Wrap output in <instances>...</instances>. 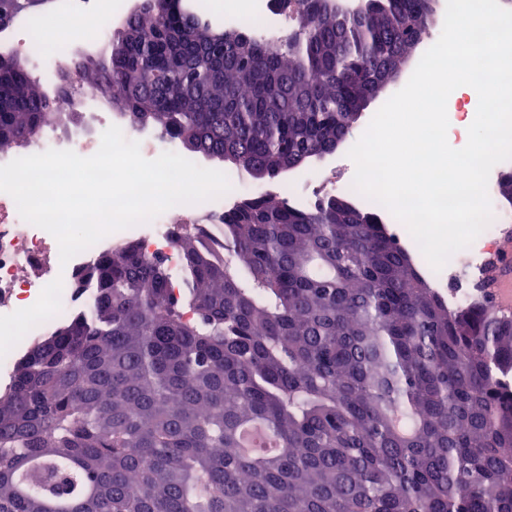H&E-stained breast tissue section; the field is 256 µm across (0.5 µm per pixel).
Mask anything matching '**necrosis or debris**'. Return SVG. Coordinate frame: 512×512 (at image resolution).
Wrapping results in <instances>:
<instances>
[{
	"label": "necrosis or debris",
	"instance_id": "necrosis-or-debris-1",
	"mask_svg": "<svg viewBox=\"0 0 512 512\" xmlns=\"http://www.w3.org/2000/svg\"><path fill=\"white\" fill-rule=\"evenodd\" d=\"M223 18L230 26L250 23L252 32L266 39L280 37L289 20L275 0H233ZM230 205V200L220 197L182 204L150 222L113 232L101 243L112 246L134 237L147 253L169 256L174 252L172 217L190 224L202 215L217 225ZM505 220V214L494 213L490 224L468 248L455 253L441 271L432 272L436 286L448 288L449 307L457 309L474 301L484 269L498 251ZM95 253L91 247L68 263H61L54 236L24 221L13 198L0 192V356L10 357L16 346L46 330L82 302L73 283Z\"/></svg>",
	"mask_w": 512,
	"mask_h": 512
}]
</instances>
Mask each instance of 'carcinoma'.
<instances>
[{"instance_id": "obj_1", "label": "carcinoma", "mask_w": 512, "mask_h": 512, "mask_svg": "<svg viewBox=\"0 0 512 512\" xmlns=\"http://www.w3.org/2000/svg\"><path fill=\"white\" fill-rule=\"evenodd\" d=\"M163 2L112 33L90 88L263 180L345 139L432 24L429 0H376L367 23L298 0V36L226 40L195 0ZM0 73V149L72 118L23 60ZM496 194L512 207L511 170ZM380 210L236 203L220 241L175 232L178 296L138 242L95 255L0 394V512H512V315L448 310Z\"/></svg>"}]
</instances>
